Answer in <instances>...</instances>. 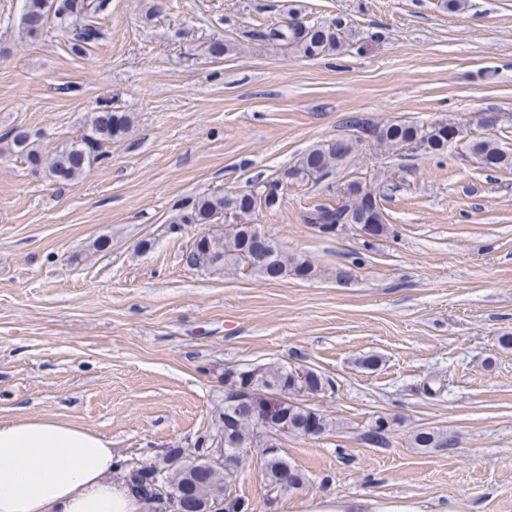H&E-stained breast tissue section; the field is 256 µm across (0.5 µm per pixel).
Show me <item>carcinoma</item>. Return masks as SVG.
I'll use <instances>...</instances> for the list:
<instances>
[{"label":"carcinoma","mask_w":512,"mask_h":512,"mask_svg":"<svg viewBox=\"0 0 512 512\" xmlns=\"http://www.w3.org/2000/svg\"><path fill=\"white\" fill-rule=\"evenodd\" d=\"M107 4L108 0H26L22 25L32 35L41 32L51 20L60 27L74 26L81 21L83 25L76 30V35L78 40L87 42L97 35L89 19L104 10ZM342 33L343 28L338 24L330 27L288 21L260 33V37L278 42L306 58H315L338 51L343 45ZM126 126L125 115L99 112L89 120V130L80 143L54 156L41 154L25 134L14 135L12 145L50 175L70 180L81 176L103 156V145L122 133ZM346 127L360 132L370 130L371 140L387 151L412 146L436 155L447 150L448 130L457 125L451 121L371 123L351 118L346 121ZM356 142L360 143L362 139L358 136L352 140L339 138L333 143L315 146L280 179L257 183L243 192L212 193L198 198L190 212L176 217V222L213 224L222 220L224 232L207 233L195 241L184 255L186 265L211 271L243 267L271 281L313 277L316 270L309 261L288 254L271 239L265 249H254L253 240L261 233V228L246 223V219L262 209L270 211L280 207L279 187L283 184L307 185L323 181L343 164ZM472 152L496 168L512 167V152L502 149L495 140L473 143ZM336 194V202L319 204L306 211L301 217L303 223L312 225L322 235H335L348 225L363 232L372 225L374 236L385 230V214L380 204L384 194L376 188L353 179L338 187ZM224 375L230 384V388L224 390V406L217 411L212 430L198 436L192 447L184 449L186 461H181L175 448L167 452L161 462L146 464L150 471L164 477L166 491L178 504L190 503L196 512H211L215 494L231 488L236 479L235 469L211 463L210 454L215 443H220L224 454L236 465L240 464L244 449H258L266 487L270 492H277L284 478H289L298 488L304 483V475L281 455L279 438L261 431L264 421L280 423L288 427V433L303 436L322 434L329 427L328 420L315 409L292 401L294 396L320 392L329 383L311 369L302 377L296 368L244 365L227 369ZM267 394L275 396L274 402L280 413L266 419L262 408ZM389 429V423L378 418L371 425L367 440L382 445ZM414 442L422 448L445 450L448 435L420 431Z\"/></svg>","instance_id":"carcinoma-1"}]
</instances>
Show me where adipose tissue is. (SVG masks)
Here are the masks:
<instances>
[{
	"label": "adipose tissue",
	"mask_w": 512,
	"mask_h": 512,
	"mask_svg": "<svg viewBox=\"0 0 512 512\" xmlns=\"http://www.w3.org/2000/svg\"><path fill=\"white\" fill-rule=\"evenodd\" d=\"M112 442L56 417L0 420V512H151ZM308 512H420L410 501L317 499Z\"/></svg>",
	"instance_id": "adipose-tissue-1"
}]
</instances>
